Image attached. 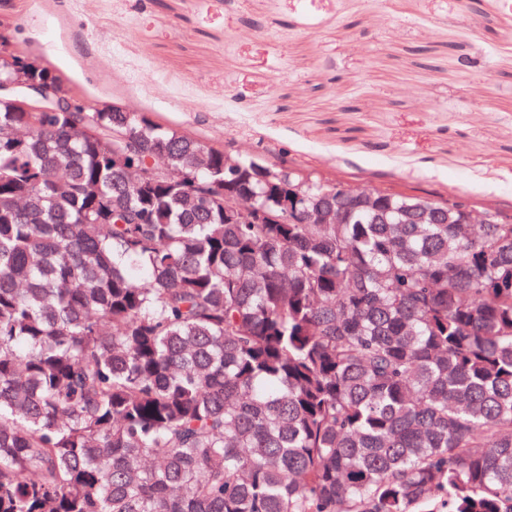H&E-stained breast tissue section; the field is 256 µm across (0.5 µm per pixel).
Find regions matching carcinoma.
Wrapping results in <instances>:
<instances>
[{
    "label": "carcinoma",
    "mask_w": 512,
    "mask_h": 512,
    "mask_svg": "<svg viewBox=\"0 0 512 512\" xmlns=\"http://www.w3.org/2000/svg\"><path fill=\"white\" fill-rule=\"evenodd\" d=\"M0 129V512H512V224L334 183L290 206L260 178L288 160L241 184L144 112ZM158 156L173 180L125 184ZM226 187L294 213L227 224Z\"/></svg>",
    "instance_id": "cac0c4a2"
}]
</instances>
